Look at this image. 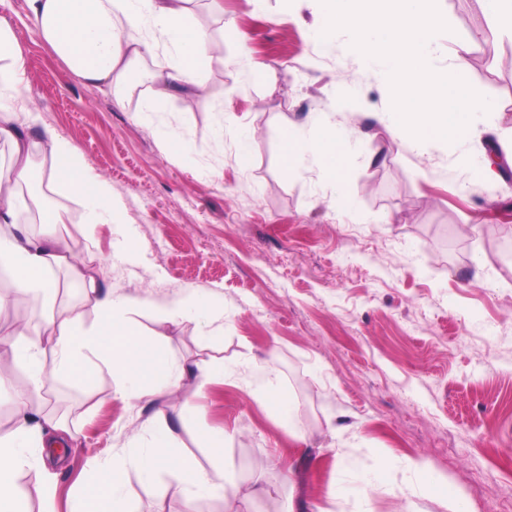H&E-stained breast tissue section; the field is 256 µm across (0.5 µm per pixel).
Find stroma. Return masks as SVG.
I'll use <instances>...</instances> for the list:
<instances>
[{"instance_id": "obj_1", "label": "stroma", "mask_w": 512, "mask_h": 512, "mask_svg": "<svg viewBox=\"0 0 512 512\" xmlns=\"http://www.w3.org/2000/svg\"><path fill=\"white\" fill-rule=\"evenodd\" d=\"M438 8L450 29L435 64L463 53L472 88L500 106L465 144L475 154L512 128V32L476 0ZM224 20L237 37L225 39L226 62L210 74L207 95H179L145 117L142 91L118 100L81 82L27 20L25 0H0V23L12 27L25 63L22 108L38 117L28 139L49 127L71 140L111 184L121 224L137 238L123 251L120 224L88 223L82 201L50 186L68 216L60 231L75 264L143 301L134 319L145 335H164L175 361L216 357L233 370L202 389L185 378L156 407L123 400L106 374L89 390L46 383L34 408L65 411L74 439L51 501L39 495V468L18 471L31 512H68L90 460L144 444L156 409L174 419L185 407L180 444L201 466L210 459L198 433H231L230 487L201 501L167 473L146 484L131 468L133 512H401L386 486L366 500L334 494L378 455L422 461L446 481V496L416 497V512H452L455 498L471 512H503L512 498V255L503 250L512 242V174L476 180L447 146L418 150L406 131L376 127L387 80L359 65L349 33L322 52L310 0H224ZM341 89L353 93L350 111L330 108ZM305 115L371 133L349 160V205L330 207L333 188L315 167L282 166L280 130ZM160 124L182 133L191 152L164 147ZM239 126L253 134L245 161L234 146ZM219 134L224 151L214 154ZM192 288L224 307L217 347L196 320L166 314ZM262 362L297 407L293 428L262 397L251 371Z\"/></svg>"}]
</instances>
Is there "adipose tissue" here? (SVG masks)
Instances as JSON below:
<instances>
[{
    "label": "adipose tissue",
    "instance_id": "1",
    "mask_svg": "<svg viewBox=\"0 0 512 512\" xmlns=\"http://www.w3.org/2000/svg\"><path fill=\"white\" fill-rule=\"evenodd\" d=\"M189 0H26L27 19L43 39L69 65L74 75L88 83L110 87L123 96L132 84L133 61L153 55L154 42L139 39L126 43L119 23L152 24L172 58L170 65L148 71L144 79L149 92L141 104L142 113L158 111L173 95L204 93L210 71L223 63L222 37L192 26L188 19ZM23 76L21 49L9 26L0 24V141L12 147L11 174L0 176V268L9 271L12 290L0 296V311L13 307L16 323L10 334L0 336V380L11 366L25 368L30 381L16 400L14 422L0 435V512H29L27 499L18 490L16 475L23 466H62L66 439L71 431L62 419L47 416L36 421L34 399L40 398L47 379L62 377L91 385L103 373L115 383L124 400L140 402L177 394L184 377H193L205 388L224 375L220 360L178 363L164 347L163 335L147 336L131 317L137 299L121 297L103 286L97 277L75 266L67 239L54 233L33 237L20 232L21 212L40 210V186L54 183L86 204L90 223L119 219L121 203L114 199L109 183L84 168L77 147L54 129H44L39 144H31L12 112ZM285 169L305 162L317 165L320 177L339 193L350 187L347 159L352 140L334 124L324 123L310 137L287 125L280 137ZM50 156L51 168H44L41 156ZM68 269L79 280L82 300L71 316H48L44 325L30 330L23 316L28 295L40 292L53 296L57 287L54 273ZM172 319L195 317L214 341L224 335V310L197 291H189L168 309ZM147 445L138 456L123 452L94 460L87 480L72 495L70 512H130L125 486L126 471L136 466L143 482H152L159 471L197 498L226 490L224 470L227 432L204 431L200 439L212 454L210 469H202L179 456L178 437L168 422L150 424ZM397 472L395 488L414 512L410 500L418 495L439 494L441 479L421 461L404 459L397 466L382 458L359 479L357 491L368 496L390 472Z\"/></svg>",
    "mask_w": 512,
    "mask_h": 512
}]
</instances>
